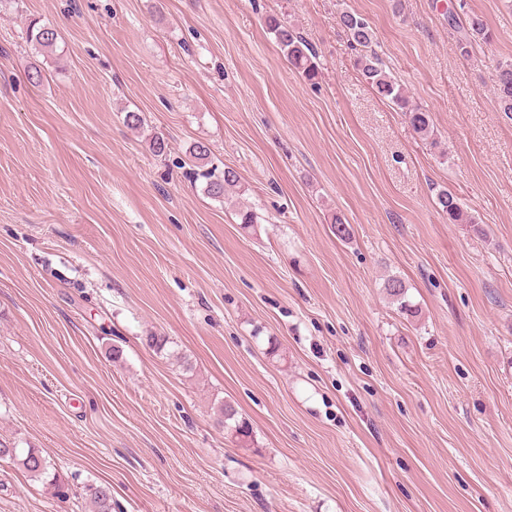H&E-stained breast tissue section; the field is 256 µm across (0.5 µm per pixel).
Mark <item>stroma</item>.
Segmentation results:
<instances>
[{"mask_svg":"<svg viewBox=\"0 0 512 512\" xmlns=\"http://www.w3.org/2000/svg\"><path fill=\"white\" fill-rule=\"evenodd\" d=\"M345 9L438 146L364 81ZM459 9L495 33L467 59ZM272 15L316 49V82ZM505 61L512 0H0V443L70 487L0 460V512H91L102 483L113 512H512ZM199 142L240 192L190 182ZM265 25L274 35L289 65L306 80H316L320 75V66L318 55L311 44L288 21L276 16L267 17ZM493 93L501 112L512 113V63L500 67ZM437 202L440 211L448 216L452 224H473L477 227L478 222L474 215L460 202V199L449 190H441L437 194ZM387 294L399 305V309L406 314H417L418 310L407 300V286L405 282L396 275L389 276L384 282ZM222 415V422L224 423V428L227 431H230L236 437H249L250 436V428L247 422L238 419V411L230 403H224L220 409ZM0 459H8L18 465L29 477L36 479H48L56 495H65L64 485L57 479L51 460L35 448H15L0 444ZM85 494L93 506V512H112V490L105 484L85 486Z\"/></svg>","mask_w":512,"mask_h":512,"instance_id":"1","label":"stroma"}]
</instances>
